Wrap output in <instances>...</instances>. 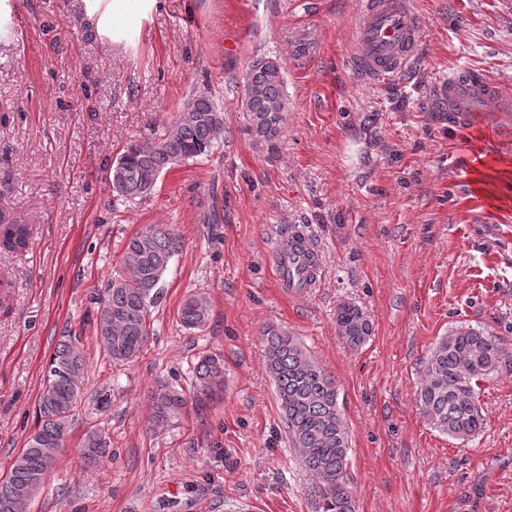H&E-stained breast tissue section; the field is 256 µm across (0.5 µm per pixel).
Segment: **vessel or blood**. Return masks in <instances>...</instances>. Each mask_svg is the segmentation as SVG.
Here are the masks:
<instances>
[{
  "label": "vessel or blood",
  "mask_w": 512,
  "mask_h": 512,
  "mask_svg": "<svg viewBox=\"0 0 512 512\" xmlns=\"http://www.w3.org/2000/svg\"><path fill=\"white\" fill-rule=\"evenodd\" d=\"M421 23L412 0H361L353 32L352 63L362 79L380 82L401 74L415 57ZM501 86L483 74L463 68L449 76L446 93L452 112L470 111L472 105L493 108L501 99ZM279 284L293 295L310 289L305 254L309 242H295L287 228H280Z\"/></svg>",
  "instance_id": "1"
}]
</instances>
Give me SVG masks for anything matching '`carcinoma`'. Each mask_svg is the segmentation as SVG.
Returning a JSON list of instances; mask_svg holds the SVG:
<instances>
[{
    "instance_id": "obj_1",
    "label": "carcinoma",
    "mask_w": 512,
    "mask_h": 512,
    "mask_svg": "<svg viewBox=\"0 0 512 512\" xmlns=\"http://www.w3.org/2000/svg\"><path fill=\"white\" fill-rule=\"evenodd\" d=\"M243 105L252 141L274 146L289 108L279 62L264 56L252 61L244 77ZM223 135L224 114L211 96L194 95L162 134L126 146L110 169L109 186L119 197H145L164 170L208 154ZM28 238V225L0 224L1 251L19 253ZM179 248V238L164 226H153L127 241L121 266L98 299L95 319L97 336L112 362L128 363L143 350L151 331V308L162 297L159 283ZM208 316V301L198 295L187 297L178 311L180 325L189 330L202 327ZM336 331L347 347L357 349L371 336L370 316L359 306L342 302L336 308ZM262 340L288 438L314 480L309 493L315 512H355L349 429L339 408L336 379L298 337L269 325ZM80 344V337L68 334L50 358L39 397L41 424L0 480V512H29L65 449L75 410L83 401H92L98 411L111 406L110 393H88ZM508 350L498 337L469 326H458L441 337L423 361L417 390L430 425L456 440L479 434L484 417L476 388L480 379L496 371ZM194 377L199 394L209 396L224 385V363L205 356L195 364ZM151 399L154 417L162 424L177 419L187 405L183 392L162 381ZM81 448L90 464L112 455L110 438L97 428L85 433Z\"/></svg>"
}]
</instances>
